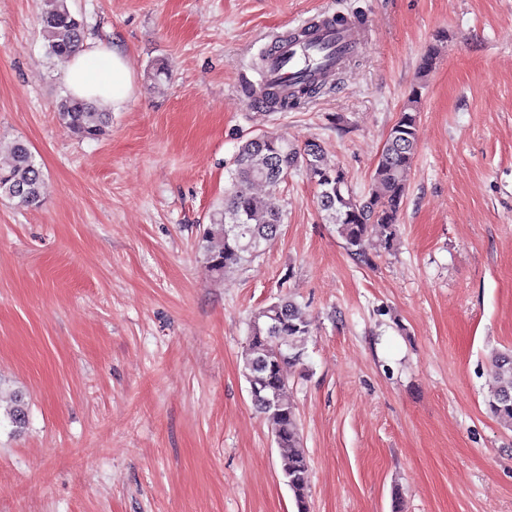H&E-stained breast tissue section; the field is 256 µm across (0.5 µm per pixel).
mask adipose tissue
Returning a JSON list of instances; mask_svg holds the SVG:
<instances>
[{
    "mask_svg": "<svg viewBox=\"0 0 512 512\" xmlns=\"http://www.w3.org/2000/svg\"><path fill=\"white\" fill-rule=\"evenodd\" d=\"M62 80L72 96L110 106L121 105L133 91L127 59L114 46L76 53L66 64Z\"/></svg>",
    "mask_w": 512,
    "mask_h": 512,
    "instance_id": "obj_1",
    "label": "adipose tissue"
}]
</instances>
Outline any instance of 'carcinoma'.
I'll return each instance as SVG.
<instances>
[{
  "instance_id": "cac0c4a2",
  "label": "carcinoma",
  "mask_w": 512,
  "mask_h": 512,
  "mask_svg": "<svg viewBox=\"0 0 512 512\" xmlns=\"http://www.w3.org/2000/svg\"><path fill=\"white\" fill-rule=\"evenodd\" d=\"M41 34L49 52L59 62L69 61L82 44L83 25L69 10L66 0H46L41 14ZM439 60L438 48L427 49L419 66V82L413 85L399 117L392 125L371 175V190L358 194L347 172L331 165L321 144L310 139L296 148L288 139L263 133L247 139L236 154L231 187L224 206L209 216L203 230L205 268L222 276L261 255L280 233L282 214L250 192L256 183L276 184L288 173L303 168L318 189L319 209L336 225L346 249L356 259L367 262L366 242L376 231L391 244L407 195V180L418 151L419 103L425 80ZM322 85L305 84L290 97L266 86L255 101L267 108L286 110L319 94ZM59 121L73 134L96 138L103 134L109 113L95 104L63 97L57 106ZM45 193L42 171L26 142L8 146L7 162L0 166V196L33 208ZM312 334L311 321L299 305L286 295L259 308L249 322V340L242 353V373L257 413L267 424L276 444L287 449L281 473L292 491L297 512H309V459L300 438V415L289 392L286 368L305 357ZM495 384L487 400L491 416L512 431V350L495 357Z\"/></svg>"
}]
</instances>
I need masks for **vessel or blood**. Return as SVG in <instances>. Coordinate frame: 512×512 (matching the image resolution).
<instances>
[{
    "label": "vessel or blood",
    "mask_w": 512,
    "mask_h": 512,
    "mask_svg": "<svg viewBox=\"0 0 512 512\" xmlns=\"http://www.w3.org/2000/svg\"><path fill=\"white\" fill-rule=\"evenodd\" d=\"M363 30L356 23L343 26L319 24L306 38H279L256 80L246 85L247 98H254L259 87L271 83L289 88L300 80L318 84L343 69L349 52L361 48Z\"/></svg>",
    "instance_id": "vessel-or-blood-1"
}]
</instances>
